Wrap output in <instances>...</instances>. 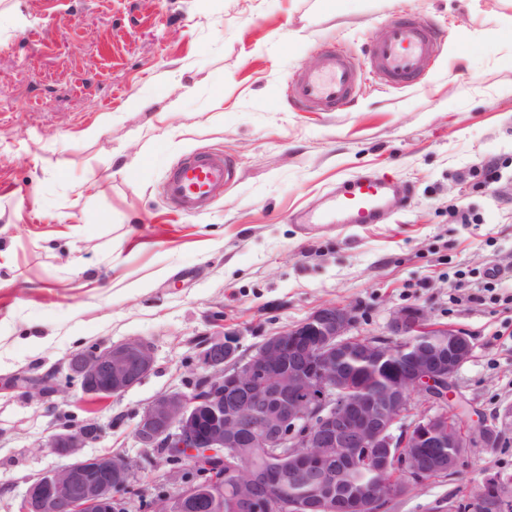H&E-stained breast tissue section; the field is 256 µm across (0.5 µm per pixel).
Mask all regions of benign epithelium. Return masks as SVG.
<instances>
[{
    "instance_id": "1",
    "label": "benign epithelium",
    "mask_w": 512,
    "mask_h": 512,
    "mask_svg": "<svg viewBox=\"0 0 512 512\" xmlns=\"http://www.w3.org/2000/svg\"><path fill=\"white\" fill-rule=\"evenodd\" d=\"M357 308L322 306L304 320L268 336L254 356L238 358L235 331L205 343L202 374L188 391L165 393L141 412L134 438L147 454L171 463L184 452L214 471L224 468V449L262 448L268 457L288 463V481L302 486L290 497L278 492L262 470H250L251 486L231 500L235 512H374L400 496L397 484L413 488L433 473L454 477L471 448L497 440L494 431L466 430L452 423L448 407L454 379L471 357L473 341L452 326L431 322L427 309L413 304L394 309L387 333L354 334ZM397 363L384 384L368 389L362 380L338 368L342 362L380 367ZM150 342L132 338L93 352L77 351L67 363L65 380L85 395L115 397L138 384L153 368ZM433 412L414 413L415 398ZM95 428L51 436L46 447L68 463L40 474L27 488L19 512H130L139 504L135 466L120 453L86 455L83 448ZM427 448L448 455L426 456ZM306 458L310 468L296 463ZM374 463L401 475L399 482L353 484L347 471ZM162 481L176 483L165 504L152 512H195L205 502L224 499V475L210 488L188 483L171 468ZM130 495L122 500L115 488ZM460 512H509L512 478L488 473L474 486Z\"/></svg>"
}]
</instances>
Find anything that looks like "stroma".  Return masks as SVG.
Returning a JSON list of instances; mask_svg holds the SVG:
<instances>
[{
    "instance_id": "stroma-1",
    "label": "stroma",
    "mask_w": 512,
    "mask_h": 512,
    "mask_svg": "<svg viewBox=\"0 0 512 512\" xmlns=\"http://www.w3.org/2000/svg\"><path fill=\"white\" fill-rule=\"evenodd\" d=\"M405 12L445 39L418 84L367 81L347 111L293 110L288 79L320 44L365 61ZM210 153L232 180L204 212L176 213L166 177ZM357 174L405 200L378 224L297 223ZM459 207L472 223H452ZM329 303L356 307L364 335L411 304L465 330L456 400L468 426L501 430L392 512H448L484 469L512 477V0H0V512L63 466L50 436L86 424L87 454L141 463L153 499L133 437L146 405L187 389L205 340L240 329L248 359ZM136 337L155 362L123 395L65 382L72 353ZM50 374L54 391L27 394L24 378Z\"/></svg>"
}]
</instances>
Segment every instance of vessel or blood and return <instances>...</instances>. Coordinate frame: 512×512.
I'll list each match as a JSON object with an SVG mask.
<instances>
[{
    "label": "vessel or blood",
    "instance_id": "vessel-or-blood-1",
    "mask_svg": "<svg viewBox=\"0 0 512 512\" xmlns=\"http://www.w3.org/2000/svg\"><path fill=\"white\" fill-rule=\"evenodd\" d=\"M442 52V38L425 16L409 14L393 18L369 49V71L379 82L401 88L418 81ZM363 73L354 59L335 44L324 45L319 63L303 68L289 79L286 93L299 112H340L353 100ZM232 174L229 161L220 154L202 155L175 167L164 183V194L182 213L207 208L216 186ZM391 191L386 180L358 175L348 180L333 198L330 208L315 216L318 224H375Z\"/></svg>",
    "mask_w": 512,
    "mask_h": 512
}]
</instances>
